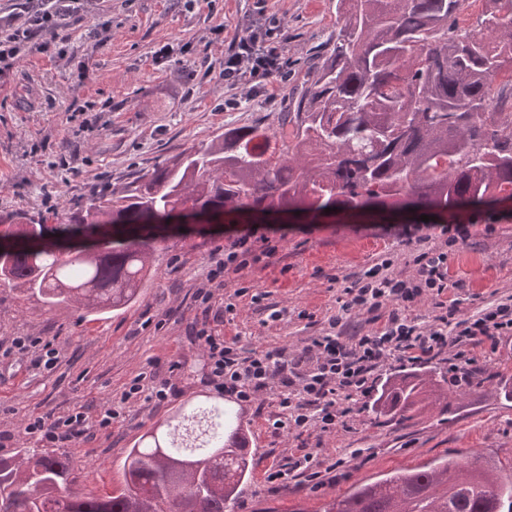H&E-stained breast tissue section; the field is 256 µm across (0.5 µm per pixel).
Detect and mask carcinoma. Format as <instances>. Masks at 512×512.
<instances>
[{"mask_svg":"<svg viewBox=\"0 0 512 512\" xmlns=\"http://www.w3.org/2000/svg\"><path fill=\"white\" fill-rule=\"evenodd\" d=\"M461 26L460 0H337L336 44L277 126L230 127L99 197L67 224H3L0 282L53 308L101 315L135 303L148 281L156 224L192 209L291 213L311 223L345 212L495 224L482 206L512 197V0ZM332 212L327 213L325 209ZM432 374L397 372L371 406L403 416L445 394ZM126 488L80 485L63 452L0 459V512H229L250 479L243 424L205 403L128 449ZM147 485L151 499L136 488ZM323 512H512V473L491 457L448 456L360 484Z\"/></svg>","mask_w":512,"mask_h":512,"instance_id":"obj_1","label":"carcinoma"}]
</instances>
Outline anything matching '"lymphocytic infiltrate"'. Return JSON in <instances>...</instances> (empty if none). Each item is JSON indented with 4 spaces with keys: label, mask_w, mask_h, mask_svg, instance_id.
Returning <instances> with one entry per match:
<instances>
[{
    "label": "lymphocytic infiltrate",
    "mask_w": 512,
    "mask_h": 512,
    "mask_svg": "<svg viewBox=\"0 0 512 512\" xmlns=\"http://www.w3.org/2000/svg\"><path fill=\"white\" fill-rule=\"evenodd\" d=\"M77 2L24 0L19 12L0 14V76L35 47L65 57L67 51L57 40L38 44L34 38L56 31L75 13ZM221 66L225 82L234 89L248 91L287 78L288 52L280 26L241 27ZM449 231V226L434 224L395 229V236L410 249L407 270H395L393 260L385 258L346 278L338 312L329 317L326 333L313 338L298 355L284 347L249 350L239 337L220 333V325L234 321L240 297L255 304L263 298L243 285L245 270L268 266L281 248L280 239L263 226L249 225L230 234L211 249L206 276L192 294L197 313L187 336L203 353L201 383L242 406L274 396L278 412L273 428L299 436L347 427L361 402L372 396L382 369L392 362L415 366L444 356L450 382L472 384L481 368L477 348L512 335V296L476 314L462 315L460 300L453 295L456 284L448 273V249L454 243ZM231 282L236 288L229 294L225 288ZM427 298L435 309L431 320L410 317L409 309ZM353 314L364 317L370 329L347 338L343 332ZM184 368L179 361L170 366L168 377L153 373L135 378L122 402H168L179 392ZM117 415L108 404L93 416L80 407L56 419L31 418L25 432L47 447L68 448L83 443L91 429H109Z\"/></svg>",
    "instance_id": "obj_1"
}]
</instances>
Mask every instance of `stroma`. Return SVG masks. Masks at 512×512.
<instances>
[{
  "label": "stroma",
  "mask_w": 512,
  "mask_h": 512,
  "mask_svg": "<svg viewBox=\"0 0 512 512\" xmlns=\"http://www.w3.org/2000/svg\"><path fill=\"white\" fill-rule=\"evenodd\" d=\"M277 19L291 61L287 82L241 99L236 110L221 106L231 92L219 63L237 25ZM111 22L109 32L101 25ZM223 33H215L216 24ZM66 41L67 58L27 54L0 78V215L17 223H67L71 212L96 195L121 188L138 172L152 169L190 146L208 144L229 126L261 123L275 127L292 96L300 92L317 62L336 38V0H211L195 8L171 0H83L79 13L56 31ZM168 46L164 63L155 50ZM88 64L79 75L76 64ZM87 106L97 123L93 137L73 135L68 115ZM66 156L70 167L51 170L49 161ZM241 221L210 224L166 236L156 253L155 276L135 304L96 320L78 305L50 308L30 292L0 284V458L38 447L26 434L27 419L63 415L104 402L121 404L130 382L142 372L166 376L172 362L194 355L186 327L195 311L193 285L206 271L212 247L241 228ZM465 237L448 250L452 280L463 313L472 315L512 296V219L496 224L461 222ZM288 234L283 251L246 280L266 293L261 303L243 301L225 336L240 335L244 347H288L296 352L321 335L338 309L342 277L370 267L383 254L404 265L409 250L381 235L376 221L281 222ZM283 317L270 322L273 311ZM14 336L51 340L59 352L50 369L7 353ZM483 387H449L448 411L427 407L410 418L383 423L363 408L350 430L323 435L321 453L333 459L359 448L360 458L329 474L319 488L303 480L269 490L266 470L286 464L299 450L291 434L269 427L278 411L274 397L243 412L251 450L252 477L234 512H323L332 498L379 475L454 454L484 453L512 464V399L502 392L512 381V339L482 348ZM209 390L195 383L183 396L158 406L121 404L111 429L96 433L69 456L87 490L124 485L123 460L147 432L163 428L178 409Z\"/></svg>",
  "instance_id": "1"
}]
</instances>
